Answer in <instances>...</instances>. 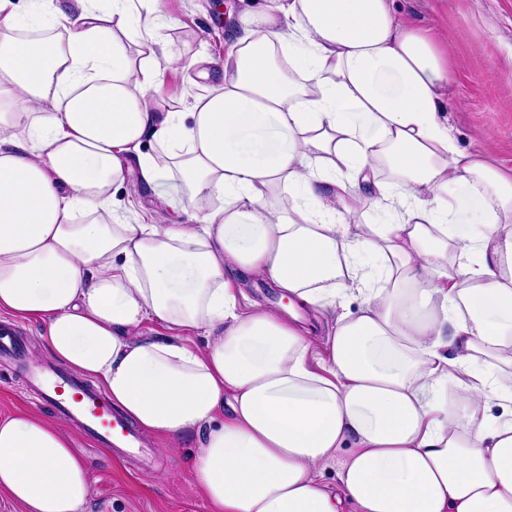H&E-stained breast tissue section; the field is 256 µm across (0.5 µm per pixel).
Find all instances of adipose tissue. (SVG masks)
I'll return each mask as SVG.
<instances>
[{
    "label": "adipose tissue",
    "mask_w": 512,
    "mask_h": 512,
    "mask_svg": "<svg viewBox=\"0 0 512 512\" xmlns=\"http://www.w3.org/2000/svg\"><path fill=\"white\" fill-rule=\"evenodd\" d=\"M132 2L0 0V311L143 431L195 440L211 512H512V169L451 137L447 49L394 0H244L172 112L182 57L157 0ZM129 184L174 220L128 223ZM256 279L291 308L242 310ZM300 307L327 329L317 369ZM90 492L66 432L0 419V495L80 512ZM212 84L210 81L199 80L196 84L188 80L184 70H168L165 75V83L158 96L157 102L175 112H186L198 95H203Z\"/></svg>",
    "instance_id": "obj_1"
}]
</instances>
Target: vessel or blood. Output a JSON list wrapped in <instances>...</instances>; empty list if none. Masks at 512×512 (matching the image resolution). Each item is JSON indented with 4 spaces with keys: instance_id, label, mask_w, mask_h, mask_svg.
Returning <instances> with one entry per match:
<instances>
[{
    "instance_id": "vessel-or-blood-1",
    "label": "vessel or blood",
    "mask_w": 512,
    "mask_h": 512,
    "mask_svg": "<svg viewBox=\"0 0 512 512\" xmlns=\"http://www.w3.org/2000/svg\"><path fill=\"white\" fill-rule=\"evenodd\" d=\"M34 385L45 403L100 445L139 447L140 438L126 418L113 409L102 392L76 373L63 367L49 368L36 377Z\"/></svg>"
}]
</instances>
